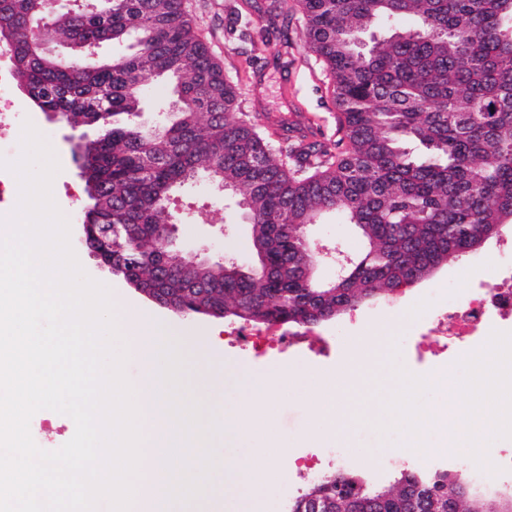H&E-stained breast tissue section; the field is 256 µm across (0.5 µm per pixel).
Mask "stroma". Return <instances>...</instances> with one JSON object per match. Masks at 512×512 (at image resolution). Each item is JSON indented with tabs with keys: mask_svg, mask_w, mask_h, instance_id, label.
<instances>
[{
	"mask_svg": "<svg viewBox=\"0 0 512 512\" xmlns=\"http://www.w3.org/2000/svg\"><path fill=\"white\" fill-rule=\"evenodd\" d=\"M246 0H184L198 37L215 61L237 86L238 109L249 114L263 133L276 142L287 130L301 129L309 140H336V105L331 78L322 64L307 53L302 40L303 20L293 0H281L283 23L266 27L263 22L246 26L231 17V10ZM29 120L54 151L60 165L52 182V196L70 226V244L85 273L104 284L112 301L160 320L182 334L189 345L204 344L211 351L210 366L225 374L223 403L233 407L247 390V380L265 376L274 381L270 415L272 433L285 448L269 485L257 501L241 498V512H287L291 500L309 482L332 472L327 451L341 446L348 455L345 470L361 474L375 487L389 485L404 464L398 460L406 447L410 414L395 421L386 417L344 422V439H337L318 417L314 395L318 387L342 369L354 345L367 336L386 335L389 347L376 371L382 381L403 377L426 379L418 390L406 389L411 410L434 411L456 395L455 384L466 379L479 353L449 357L439 364H410L408 355L416 327L429 312V301L444 302L463 296L474 280L487 276L498 260V242L490 240L476 254L441 265L420 284L403 288L355 311L329 321L333 350L316 355L302 344L279 352L258 355L251 345L225 336L227 320L208 315L183 319L160 306L122 278L99 266L82 235L83 209L89 203L85 182L73 160L67 130L54 118L24 107ZM169 213L182 219L179 236L186 243L185 261H199L202 253L246 260L251 254L248 220L234 199L209 181L202 180L172 194Z\"/></svg>",
	"mask_w": 512,
	"mask_h": 512,
	"instance_id": "1",
	"label": "stroma"
}]
</instances>
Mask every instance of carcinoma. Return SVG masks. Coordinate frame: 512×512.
I'll return each mask as SVG.
<instances>
[{
    "mask_svg": "<svg viewBox=\"0 0 512 512\" xmlns=\"http://www.w3.org/2000/svg\"><path fill=\"white\" fill-rule=\"evenodd\" d=\"M305 45L332 79L339 151L294 138L284 149L237 111L238 89L195 33L183 0H112L111 18L46 13L39 0H0L24 99L47 115L106 133L84 146L98 225L88 248L170 307L204 306L230 320L316 326L430 277L512 221V0H296ZM402 19L411 20L400 27ZM44 25L73 49L66 61L32 49ZM372 33L367 46L359 37ZM136 36L120 58L93 51ZM150 78L176 107L144 130L135 121ZM212 174L243 194L253 263L180 262L155 276L174 191ZM340 212L360 243L332 287L317 282L315 247L298 235ZM138 225L126 236L124 226ZM485 512L457 472L403 469L383 488L336 470L311 482L288 512Z\"/></svg>",
    "mask_w": 512,
    "mask_h": 512,
    "instance_id": "obj_1",
    "label": "carcinoma"
}]
</instances>
